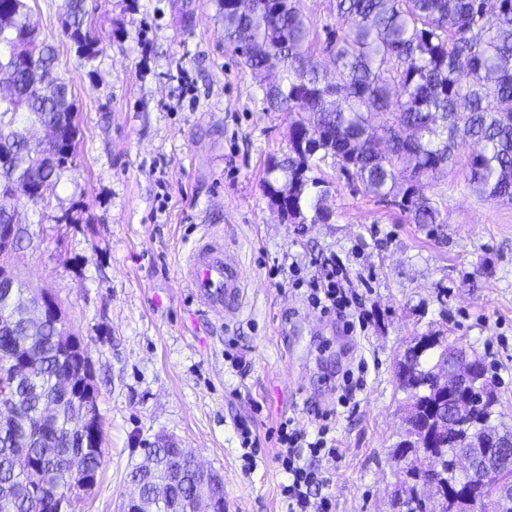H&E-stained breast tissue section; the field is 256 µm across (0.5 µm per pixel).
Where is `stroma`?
I'll return each mask as SVG.
<instances>
[{"instance_id": "1", "label": "stroma", "mask_w": 512, "mask_h": 512, "mask_svg": "<svg viewBox=\"0 0 512 512\" xmlns=\"http://www.w3.org/2000/svg\"><path fill=\"white\" fill-rule=\"evenodd\" d=\"M89 2L104 45L90 70L62 33L64 0H29L56 45L81 134L45 200L17 204L29 239L7 262L55 301L94 375L102 465L76 512H123L129 472L160 439L221 474L224 512H286L288 478L266 437L280 417L308 430L319 412L335 419L339 456L318 463L334 512H392L408 464L399 448L408 395L396 364L431 331L485 359L495 423L512 431V203L471 192L466 151L421 188L445 218L437 231L330 168L331 223H288L263 180L269 157L288 151L293 116L263 111L213 0H193L188 23L173 0ZM302 6L311 59L331 68L325 28L336 23L335 0ZM208 232L222 234L241 263L245 304L230 322L199 311L181 278ZM326 259L361 295L365 332L347 334L303 290L269 275L295 263L305 279ZM357 370V405L339 407L342 377ZM241 423L262 440L249 456Z\"/></svg>"}]
</instances>
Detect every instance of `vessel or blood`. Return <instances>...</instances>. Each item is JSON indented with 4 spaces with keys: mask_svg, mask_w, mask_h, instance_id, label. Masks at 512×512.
<instances>
[{
    "mask_svg": "<svg viewBox=\"0 0 512 512\" xmlns=\"http://www.w3.org/2000/svg\"><path fill=\"white\" fill-rule=\"evenodd\" d=\"M181 274L202 310L227 319L238 314L243 297L239 264L222 236L207 234L199 239Z\"/></svg>",
    "mask_w": 512,
    "mask_h": 512,
    "instance_id": "1",
    "label": "vessel or blood"
}]
</instances>
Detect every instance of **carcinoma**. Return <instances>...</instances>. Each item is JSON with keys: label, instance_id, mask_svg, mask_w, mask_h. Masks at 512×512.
Masks as SVG:
<instances>
[{"label": "carcinoma", "instance_id": "cac0c4a2", "mask_svg": "<svg viewBox=\"0 0 512 512\" xmlns=\"http://www.w3.org/2000/svg\"><path fill=\"white\" fill-rule=\"evenodd\" d=\"M336 0V33L327 41L335 81L309 58L311 24L301 0H214L224 43L262 89L266 112H298L288 134V155L270 158L264 190L291 224H327L328 183L307 172L328 166L347 182L398 207L413 224H441L440 210L420 193L423 179L468 148V184L480 197L512 201V0ZM9 29L0 31V185L43 184L52 188L69 161L26 138L39 125L48 141L76 144L78 113L68 83L56 71L55 46L42 37L27 0H0ZM64 35L76 46L80 65L94 67L101 52L95 8L66 0ZM282 68L268 81L273 64ZM36 292L15 279L0 289V373L16 358H28L10 394L0 397V512H57L60 501L97 474L103 450L76 424L77 408L95 404V386L85 352L61 342L56 328L31 316ZM446 338L434 331L414 339L397 366L408 394L412 423L399 447L431 461L426 471L408 469L395 501L397 512H432L418 495L434 483L442 495L461 481L448 469L469 432L492 424L496 390L469 406L462 426L424 448L434 429L430 415L441 390L432 368L448 357ZM66 373L83 382L67 390ZM146 468H134L131 483L140 504L133 512H203L199 486L204 472L192 457L181 462L173 449H146Z\"/></svg>", "mask_w": 512, "mask_h": 512}]
</instances>
